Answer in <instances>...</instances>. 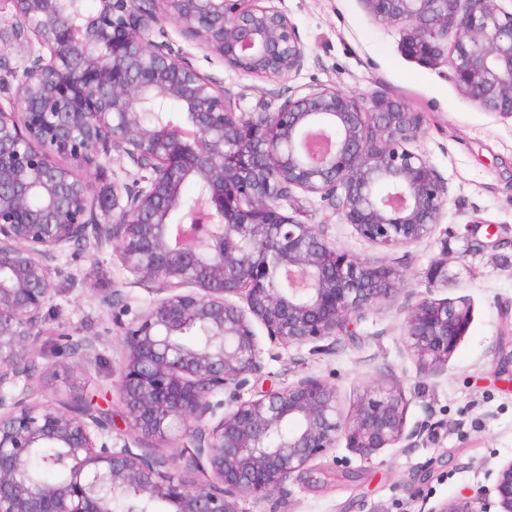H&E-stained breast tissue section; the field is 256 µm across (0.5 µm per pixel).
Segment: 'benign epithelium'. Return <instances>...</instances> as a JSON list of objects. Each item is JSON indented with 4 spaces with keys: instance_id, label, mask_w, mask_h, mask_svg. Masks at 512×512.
<instances>
[{
    "instance_id": "obj_1",
    "label": "benign epithelium",
    "mask_w": 512,
    "mask_h": 512,
    "mask_svg": "<svg viewBox=\"0 0 512 512\" xmlns=\"http://www.w3.org/2000/svg\"><path fill=\"white\" fill-rule=\"evenodd\" d=\"M81 2L0 0V14L38 45L19 109L0 107V512H114L118 497L126 512H240L243 499L286 490L340 436L366 459L414 444L421 429L406 430L396 383L367 388L346 418L336 387L311 375L248 400L215 397L261 372L256 328L284 346L352 336L354 320L402 293L420 372L447 370L469 302L414 294L398 268L337 248L324 226L281 204L296 190L317 197L380 246L428 239L448 181L410 149L423 113L400 97L326 85L243 112L164 26L238 73L274 81L305 59L274 0H96L90 12ZM360 2L374 21L403 27L405 55L446 65L465 99L512 116V10L499 0ZM111 157L145 175L112 188V222L94 224L91 185L76 169ZM91 239L112 246L131 284L153 296L120 339V448L111 414L80 396L43 402L30 385L55 262ZM195 328L206 343L179 342ZM183 439L191 452L180 468L151 451ZM39 448L61 449L48 463L66 478L28 472ZM494 492V502L461 495L428 512H512V461Z\"/></svg>"
}]
</instances>
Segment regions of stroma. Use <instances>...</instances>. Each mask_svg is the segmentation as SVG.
<instances>
[{"mask_svg":"<svg viewBox=\"0 0 512 512\" xmlns=\"http://www.w3.org/2000/svg\"><path fill=\"white\" fill-rule=\"evenodd\" d=\"M297 26L306 46L302 69L276 83L240 75L200 45L168 34L197 68L224 87L247 112L274 108L278 94L326 85L346 92L400 96L425 116L426 132L413 145L448 181L450 192L432 239L418 245L373 244L318 199L295 192L284 208L299 221L324 225L330 241L364 260L401 270L409 287L433 298H468L470 325L438 378L420 375L403 344L398 304L365 312L354 337L309 346L265 345L263 369L241 390L248 399L304 375L335 385L343 413H352L363 391L381 381L402 387L407 428L421 427L412 448H385L360 459L338 441L289 481L285 492L261 502H241V512H428L457 496L492 486L486 475L512 460V117L465 100L448 75L404 55L401 26L375 23L360 0H275ZM11 14H0V107L17 103L18 79L31 45L11 36ZM138 170L129 159L107 160L85 175L98 223L112 221V185L129 183ZM497 247H481L486 226ZM45 316L53 333L34 354L42 397L56 400L76 390L105 408H116L120 336L150 302L127 284L111 247L76 245L59 259ZM71 343L94 341L90 360L71 357L58 368L55 334Z\"/></svg>","mask_w":512,"mask_h":512,"instance_id":"35a3bbf8","label":"stroma"}]
</instances>
